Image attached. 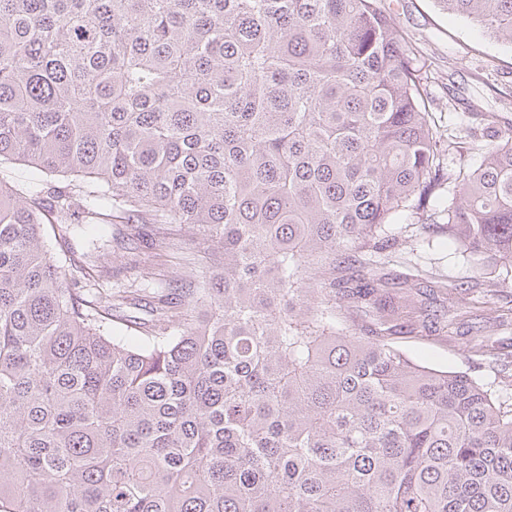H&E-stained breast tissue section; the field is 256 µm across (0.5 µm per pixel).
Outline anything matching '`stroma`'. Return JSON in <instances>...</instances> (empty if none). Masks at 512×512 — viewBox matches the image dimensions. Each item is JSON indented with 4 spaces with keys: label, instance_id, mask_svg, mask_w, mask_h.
<instances>
[{
    "label": "stroma",
    "instance_id": "1",
    "mask_svg": "<svg viewBox=\"0 0 512 512\" xmlns=\"http://www.w3.org/2000/svg\"><path fill=\"white\" fill-rule=\"evenodd\" d=\"M390 14L412 49L417 63L416 81L422 108L434 128L456 130L460 150L442 153L448 171L477 168L489 141L487 127L512 125V46L498 41L475 23L450 14L436 0H377ZM453 188L445 184L430 196L427 211L407 209L385 227L390 268L397 274L413 267L428 269L442 278L445 291L423 298L425 315L417 330L394 337L393 343L410 357L440 370L460 371L489 385L512 380V319L488 324L476 332L470 318L445 326L460 298L483 301L484 313L512 308V280L495 282L483 274L476 260L449 244L437 227L428 226V210L447 207ZM159 231L155 224H116L111 232L130 239L128 248L94 249L81 233L48 235L52 253L68 272L69 282L86 287L95 277L103 287L130 284L150 276L163 287L172 268L188 265V252H172L166 263L154 264L150 244Z\"/></svg>",
    "mask_w": 512,
    "mask_h": 512
}]
</instances>
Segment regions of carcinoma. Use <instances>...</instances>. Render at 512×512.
Wrapping results in <instances>:
<instances>
[{
    "mask_svg": "<svg viewBox=\"0 0 512 512\" xmlns=\"http://www.w3.org/2000/svg\"><path fill=\"white\" fill-rule=\"evenodd\" d=\"M436 2L512 46V0ZM440 143L376 0H0V162L66 182L0 179V512H512V409L391 344L447 285L382 233L443 182L441 232L512 273V130L472 171ZM49 223L219 256L141 319Z\"/></svg>",
    "mask_w": 512,
    "mask_h": 512,
    "instance_id": "1",
    "label": "carcinoma"
}]
</instances>
